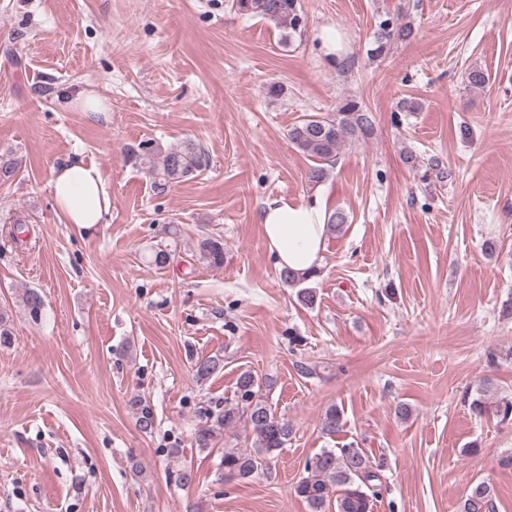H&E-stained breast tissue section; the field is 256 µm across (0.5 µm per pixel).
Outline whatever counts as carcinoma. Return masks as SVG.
<instances>
[{"mask_svg": "<svg viewBox=\"0 0 512 512\" xmlns=\"http://www.w3.org/2000/svg\"><path fill=\"white\" fill-rule=\"evenodd\" d=\"M297 0H231V9L242 15L261 17L277 27L293 32L300 26L302 17L296 7ZM414 34L410 23L384 19L374 33L370 53L380 56L392 44L405 42ZM375 117L356 100L342 103L335 113L307 115L288 129L290 144L312 159L313 165L306 173L307 182L318 184L328 174V166L347 142L366 138L373 133ZM125 161L141 169L152 181L154 189L162 194L172 185L198 176L208 165V155L190 140L180 145L163 147L153 141L129 146L124 151ZM200 258L219 266L224 263V241L205 237L198 243ZM317 273H296L288 269L280 272L281 280L298 288L297 299L307 307L316 302V292L302 284L316 277ZM223 369V358L209 356L194 363V376L199 381L209 379ZM271 386L250 370L242 372L236 381L234 398L224 401V410L205 421L195 430V443L200 448H210L218 435L242 424L254 437L253 448L224 449L221 461L222 479L247 480L270 472V463L288 444L294 426L287 418L276 415L268 403L267 390ZM470 409L478 417L492 415L502 421L512 420V394L498 393L492 380H486L479 389ZM342 427L340 410L328 407L322 430L330 435ZM383 463L372 465L364 449L348 445L337 451L322 449L308 457L304 474L294 487L295 494L307 504L309 512H371L373 499L379 494ZM167 477L181 487L189 488L196 481L190 467L167 472ZM492 491L481 481L471 485L466 493L462 512H492Z\"/></svg>", "mask_w": 512, "mask_h": 512, "instance_id": "cac0c4a2", "label": "carcinoma"}]
</instances>
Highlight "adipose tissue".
<instances>
[{
  "label": "adipose tissue",
  "mask_w": 512,
  "mask_h": 512,
  "mask_svg": "<svg viewBox=\"0 0 512 512\" xmlns=\"http://www.w3.org/2000/svg\"><path fill=\"white\" fill-rule=\"evenodd\" d=\"M50 191L62 223H104L112 203L96 165L74 159L55 170ZM259 221L269 250L280 267L299 273L319 268L328 231L324 203L276 198L266 203Z\"/></svg>",
  "instance_id": "obj_1"
}]
</instances>
